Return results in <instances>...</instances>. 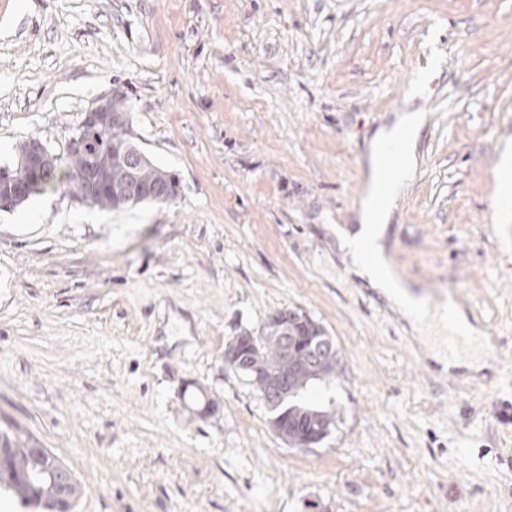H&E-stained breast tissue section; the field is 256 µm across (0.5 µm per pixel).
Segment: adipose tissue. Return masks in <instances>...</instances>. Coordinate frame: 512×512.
<instances>
[{"instance_id":"adipose-tissue-1","label":"adipose tissue","mask_w":512,"mask_h":512,"mask_svg":"<svg viewBox=\"0 0 512 512\" xmlns=\"http://www.w3.org/2000/svg\"><path fill=\"white\" fill-rule=\"evenodd\" d=\"M425 122L422 112H403L396 116L392 126L375 132L365 158L366 190L356 211L358 226L336 231L340 248L349 257L353 271L367 278L372 288L378 289L404 313L417 305L419 296L412 285L387 264L384 239L393 202L415 163L416 143ZM395 141L401 144V163L397 173L383 183L378 178L379 159L384 149Z\"/></svg>"}]
</instances>
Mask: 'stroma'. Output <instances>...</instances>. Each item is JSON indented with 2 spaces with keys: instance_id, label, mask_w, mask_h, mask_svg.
<instances>
[{
  "instance_id": "stroma-1",
  "label": "stroma",
  "mask_w": 512,
  "mask_h": 512,
  "mask_svg": "<svg viewBox=\"0 0 512 512\" xmlns=\"http://www.w3.org/2000/svg\"><path fill=\"white\" fill-rule=\"evenodd\" d=\"M116 92L176 197L0 213V425L74 473L76 512H512V0H0V166L66 154ZM406 109L387 252L495 352L452 380L336 239ZM281 308L341 358L305 450L224 362ZM58 160L59 155L50 151L41 140L27 141L26 153L22 158V165L27 173L41 175L53 171Z\"/></svg>"
}]
</instances>
